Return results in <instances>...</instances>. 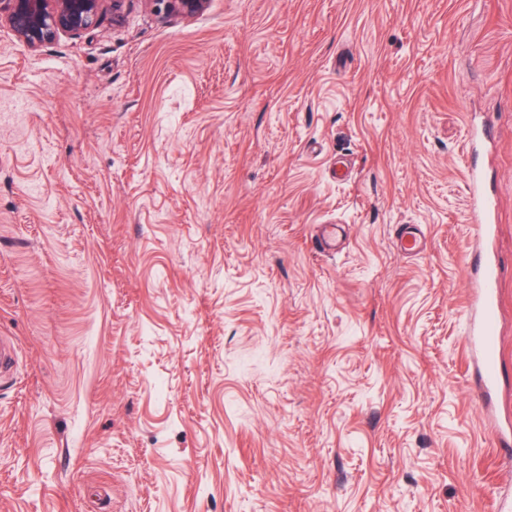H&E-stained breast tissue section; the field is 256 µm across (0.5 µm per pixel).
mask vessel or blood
<instances>
[{
	"label": "vessel or blood",
	"mask_w": 512,
	"mask_h": 512,
	"mask_svg": "<svg viewBox=\"0 0 512 512\" xmlns=\"http://www.w3.org/2000/svg\"><path fill=\"white\" fill-rule=\"evenodd\" d=\"M468 198L479 223L480 238H489L496 221L494 198L480 168H469L466 174ZM470 326L465 355L476 365L481 400L491 401L500 386L498 345V272L492 263H484L470 289ZM18 348L9 338L0 336V381L12 380L18 362Z\"/></svg>",
	"instance_id": "vessel-or-blood-1"
}]
</instances>
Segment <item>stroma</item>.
I'll list each match as a JSON object with an SVG mask.
<instances>
[{"mask_svg": "<svg viewBox=\"0 0 512 512\" xmlns=\"http://www.w3.org/2000/svg\"><path fill=\"white\" fill-rule=\"evenodd\" d=\"M0 24V512H494L512 482V0H122ZM497 187V398L464 357ZM348 177L336 180V163ZM344 228L337 255L315 250ZM424 249L400 252L404 225ZM105 2L108 0H0V22L5 19L20 42L38 49L60 33L80 36L94 27ZM468 198L471 209L479 226V238L487 239L491 233V224L496 223L494 198L488 189L485 176L480 168L471 167L466 174ZM18 356L16 343L10 338L0 336V381L2 383L12 380Z\"/></svg>", "mask_w": 512, "mask_h": 512, "instance_id": "35a3bbf8", "label": "stroma"}]
</instances>
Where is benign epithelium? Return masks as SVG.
<instances>
[{"instance_id":"7a95c632","label":"benign epithelium","mask_w":512,"mask_h":512,"mask_svg":"<svg viewBox=\"0 0 512 512\" xmlns=\"http://www.w3.org/2000/svg\"><path fill=\"white\" fill-rule=\"evenodd\" d=\"M107 0H0V21L31 49L53 42L58 34L79 36L96 25ZM172 8L192 16L207 0H169Z\"/></svg>"}]
</instances>
